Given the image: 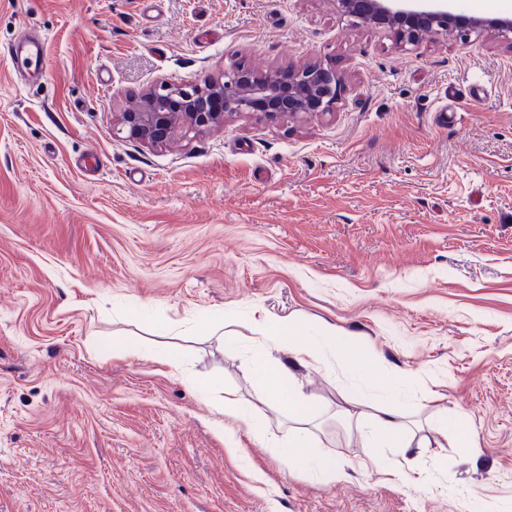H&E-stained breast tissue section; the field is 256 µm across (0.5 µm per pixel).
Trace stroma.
<instances>
[{
    "label": "stroma",
    "mask_w": 512,
    "mask_h": 512,
    "mask_svg": "<svg viewBox=\"0 0 512 512\" xmlns=\"http://www.w3.org/2000/svg\"><path fill=\"white\" fill-rule=\"evenodd\" d=\"M26 33L45 41L36 86L5 54ZM313 62L341 79L330 112L232 115L162 146L113 134L162 79ZM288 316L379 355L360 389L339 367L293 369L336 483L214 410L259 384L255 321ZM393 384L412 419L443 411L476 449L390 448L387 469L368 466L337 407ZM509 502L512 42L403 45L335 0H0V512Z\"/></svg>",
    "instance_id": "stroma-1"
}]
</instances>
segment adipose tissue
<instances>
[{"label": "adipose tissue", "instance_id": "1", "mask_svg": "<svg viewBox=\"0 0 512 512\" xmlns=\"http://www.w3.org/2000/svg\"><path fill=\"white\" fill-rule=\"evenodd\" d=\"M260 333L264 344L250 359L252 371L260 381L254 401H243L228 390L217 406L218 412L245 422L250 432L279 458L317 481L329 484L340 480L344 470L335 458L313 449L315 434L309 423L318 407L297 387L292 368L321 365L327 363L329 355L336 354L344 359L354 377L363 381L372 376L379 363L376 352L358 337L329 325L318 329L316 336L301 339L300 325L291 317L265 321ZM275 350L288 353L289 363L272 358ZM272 404L287 408L289 419L295 423L291 436L283 438L270 430L263 409ZM369 417L371 426L363 430L362 441L364 447L373 449L372 460L380 469L386 466L382 449L398 448L406 454L414 448H444L449 443L448 425L441 417H431L424 425L411 421L395 386L384 393L379 403L371 405Z\"/></svg>", "mask_w": 512, "mask_h": 512}]
</instances>
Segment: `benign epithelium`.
<instances>
[{
  "instance_id": "1",
  "label": "benign epithelium",
  "mask_w": 512,
  "mask_h": 512,
  "mask_svg": "<svg viewBox=\"0 0 512 512\" xmlns=\"http://www.w3.org/2000/svg\"><path fill=\"white\" fill-rule=\"evenodd\" d=\"M451 0H336L342 14L364 24L395 30L409 44L424 38L469 36L470 28L494 34L512 33L509 17H464L454 13ZM340 97L336 72L313 63L288 75L275 70L257 73L235 66L224 80L185 85L166 79L147 92L134 109L120 114L115 133L139 142L159 145L181 131L202 132L224 124L243 112H261L268 118L330 111Z\"/></svg>"
}]
</instances>
